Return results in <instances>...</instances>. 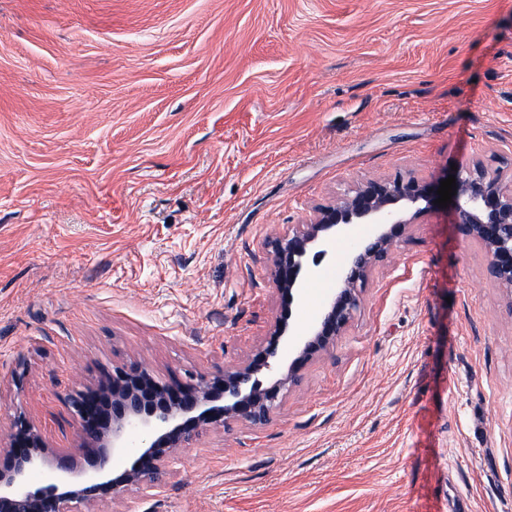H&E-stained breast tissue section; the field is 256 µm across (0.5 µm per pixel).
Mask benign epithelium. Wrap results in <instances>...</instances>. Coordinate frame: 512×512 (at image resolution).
<instances>
[{"label": "benign epithelium", "instance_id": "1", "mask_svg": "<svg viewBox=\"0 0 512 512\" xmlns=\"http://www.w3.org/2000/svg\"><path fill=\"white\" fill-rule=\"evenodd\" d=\"M452 196L455 224L462 237L477 244L487 274L512 291V175L481 164L455 174ZM439 184L415 176L370 179L355 184L336 203L320 207L302 224L271 237V275L288 301L302 302V287L319 275V266L336 238L352 224L372 230L352 244L337 271L336 288L306 331L284 339V318L275 321L252 359L231 369L199 376L191 383L160 382L148 371L113 370L102 392L80 393L69 401L82 443L99 447L90 469L52 466L54 450L21 414L10 439L0 448V512H68L71 503L91 504L118 498L136 485H159L167 460L210 428L233 424H266L280 399L298 382L301 368L329 354L360 310L372 272L383 266L410 224L430 211ZM296 357L281 371L282 342ZM272 383L263 386L259 375ZM224 400L218 405L216 401ZM141 436L134 465L116 474L112 457L132 448L130 436ZM42 474L41 486L30 484Z\"/></svg>", "mask_w": 512, "mask_h": 512}]
</instances>
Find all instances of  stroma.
Wrapping results in <instances>:
<instances>
[{"mask_svg": "<svg viewBox=\"0 0 512 512\" xmlns=\"http://www.w3.org/2000/svg\"><path fill=\"white\" fill-rule=\"evenodd\" d=\"M512 169V0H0V444L88 467L68 401L306 329L267 241L356 182ZM72 512H512V309L433 207L270 420Z\"/></svg>", "mask_w": 512, "mask_h": 512, "instance_id": "obj_1", "label": "stroma"}]
</instances>
